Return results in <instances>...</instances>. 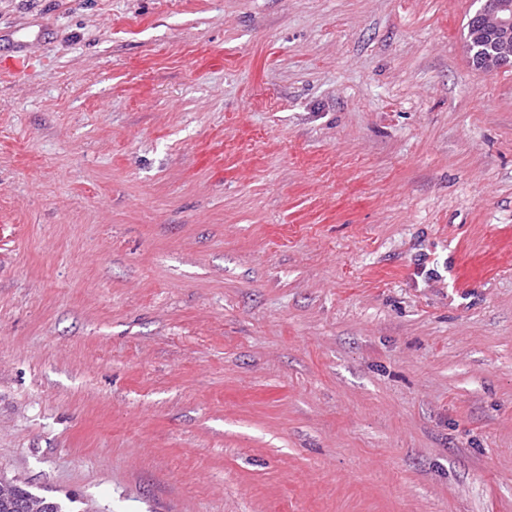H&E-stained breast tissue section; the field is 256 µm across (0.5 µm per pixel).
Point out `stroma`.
<instances>
[{
  "label": "stroma",
  "mask_w": 512,
  "mask_h": 512,
  "mask_svg": "<svg viewBox=\"0 0 512 512\" xmlns=\"http://www.w3.org/2000/svg\"><path fill=\"white\" fill-rule=\"evenodd\" d=\"M477 0H0V476L90 512H512V66Z\"/></svg>",
  "instance_id": "stroma-1"
}]
</instances>
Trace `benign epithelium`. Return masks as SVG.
Segmentation results:
<instances>
[{
  "label": "benign epithelium",
  "mask_w": 512,
  "mask_h": 512,
  "mask_svg": "<svg viewBox=\"0 0 512 512\" xmlns=\"http://www.w3.org/2000/svg\"><path fill=\"white\" fill-rule=\"evenodd\" d=\"M480 7L468 18L473 38L494 34L484 67L512 65V0H480Z\"/></svg>",
  "instance_id": "7a95c632"
}]
</instances>
